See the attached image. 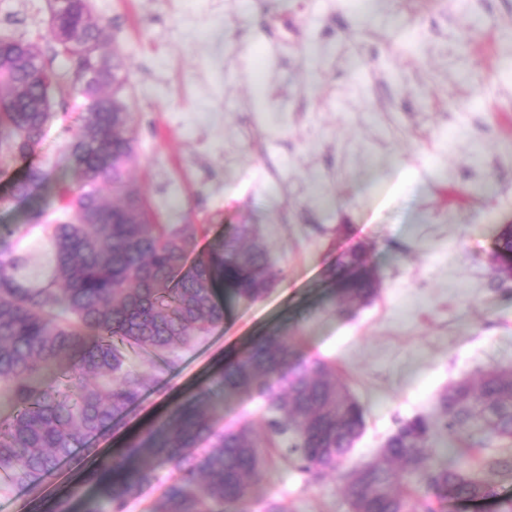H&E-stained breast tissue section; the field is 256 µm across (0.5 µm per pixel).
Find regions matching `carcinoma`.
I'll use <instances>...</instances> for the list:
<instances>
[{
    "instance_id": "1",
    "label": "carcinoma",
    "mask_w": 512,
    "mask_h": 512,
    "mask_svg": "<svg viewBox=\"0 0 512 512\" xmlns=\"http://www.w3.org/2000/svg\"><path fill=\"white\" fill-rule=\"evenodd\" d=\"M51 46L0 31V167L25 161L41 142L55 100L44 91L59 57L74 62L72 83L54 84L62 104L80 112L61 173L28 165L0 204L34 199L50 184L64 217L43 224L47 261L30 273L19 240H0V401L14 407L0 423V479L31 486L51 476L90 439L112 431L154 383L129 365L127 349L161 355L190 345L224 323L225 304L256 301L280 279L255 226L238 224L198 249V224H158L130 177L138 161L127 103L126 57L109 47L89 0H49ZM79 182L73 192L64 174ZM193 262H188L192 253ZM358 245L328 277L344 310L354 312L380 285ZM296 337L266 335L224 365V398L261 401L263 428H224V402L207 389L173 407L146 435L87 474L94 512H127L151 482L156 463L173 464L148 512H249L248 488L263 476L265 448H284L299 472L340 474L349 512H437L446 497L470 502L495 495L484 475H512V455L488 453L512 441V367L462 380L439 394L432 417L416 416L378 456L348 466L364 425L363 409L325 357L296 360ZM467 442L458 467L429 465L431 429ZM423 475L424 490L403 483Z\"/></svg>"
}]
</instances>
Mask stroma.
Segmentation results:
<instances>
[{"label": "stroma", "mask_w": 512, "mask_h": 512, "mask_svg": "<svg viewBox=\"0 0 512 512\" xmlns=\"http://www.w3.org/2000/svg\"><path fill=\"white\" fill-rule=\"evenodd\" d=\"M129 64L139 159L132 177L162 224L259 231L284 276L175 351L176 367L96 446L108 453L209 387L260 336L323 356L364 409L352 460L376 457L449 384L512 365V279L493 260L512 225V0H90ZM47 0H0V30L48 42ZM56 117L30 163L60 157ZM27 163V164H30ZM27 164L0 173V195ZM363 244L380 294L340 311L327 278ZM79 453L29 489L0 482V512H44L98 488ZM252 512H349L338 475L314 480L281 453L250 488Z\"/></svg>", "instance_id": "1"}]
</instances>
